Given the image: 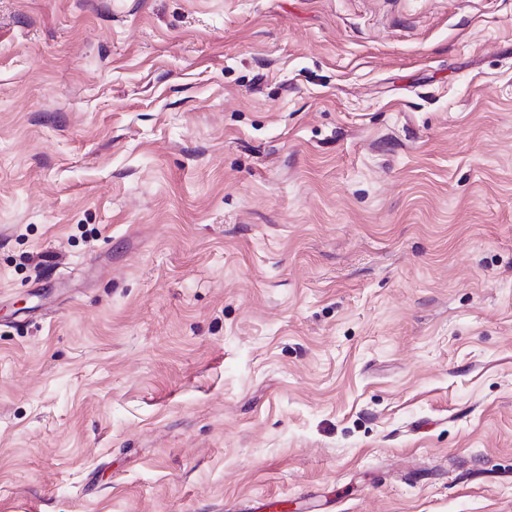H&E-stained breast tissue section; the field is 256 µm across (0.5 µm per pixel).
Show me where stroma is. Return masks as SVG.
<instances>
[{"instance_id":"1","label":"stroma","mask_w":512,"mask_h":512,"mask_svg":"<svg viewBox=\"0 0 512 512\" xmlns=\"http://www.w3.org/2000/svg\"><path fill=\"white\" fill-rule=\"evenodd\" d=\"M512 512V0H0V512Z\"/></svg>"}]
</instances>
